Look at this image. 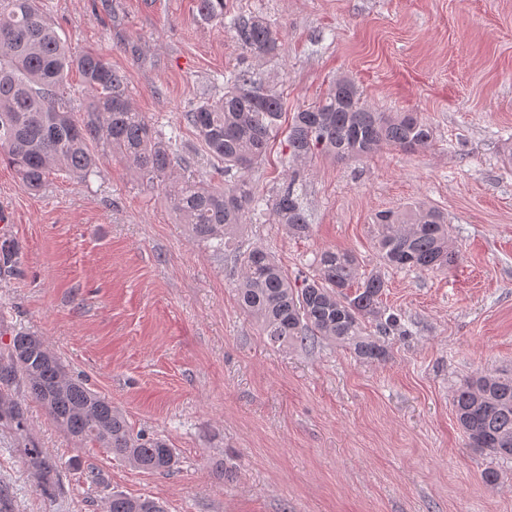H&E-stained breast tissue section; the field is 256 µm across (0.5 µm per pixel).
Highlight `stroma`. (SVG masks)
<instances>
[{"label": "stroma", "mask_w": 512, "mask_h": 512, "mask_svg": "<svg viewBox=\"0 0 512 512\" xmlns=\"http://www.w3.org/2000/svg\"><path fill=\"white\" fill-rule=\"evenodd\" d=\"M43 5L73 52L126 75L181 171L215 184L224 176L182 114L243 70L289 117L345 76L364 105L432 125L433 143L413 151L308 160L309 236L246 222L244 245L267 247L291 285L327 248L380 269L374 214L420 200L447 217L456 260L380 269L384 307L411 329L386 360L325 341L278 349L237 304L233 257L190 237L165 186L103 152L99 175L58 172L35 193L0 162L19 248L16 270L0 271V365L17 331L36 333L177 458L150 472L78 443L5 374L0 512H106L115 492L165 512H512V459L469 448L453 408L474 373L512 374V0H227L277 32L264 57L202 20L197 0ZM287 159L281 135L252 173L257 192L283 184Z\"/></svg>", "instance_id": "1"}]
</instances>
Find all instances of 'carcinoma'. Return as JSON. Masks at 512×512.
I'll return each mask as SVG.
<instances>
[{
	"label": "carcinoma",
	"instance_id": "obj_1",
	"mask_svg": "<svg viewBox=\"0 0 512 512\" xmlns=\"http://www.w3.org/2000/svg\"><path fill=\"white\" fill-rule=\"evenodd\" d=\"M206 21L224 23L225 0H199ZM229 28L241 48L257 57L274 55L279 38L259 16L238 14ZM78 72L84 105H72L69 76ZM279 94L243 71L224 94L206 98L183 113L206 153L224 165V186L214 187L178 172L171 145L131 101L126 76L95 52L75 54L47 18L39 0H0V160L22 185L40 191L55 171L87 179L98 174L103 146L137 176L169 187L181 223L213 251L237 249L246 216L268 217L297 236L312 225L299 193L296 165L316 154L343 160L367 155L382 145L405 151L429 145L432 126L416 112H377L360 102L356 84L336 80L327 96L299 112L288 128L286 186L264 198L251 172L281 130ZM376 243L383 264L395 269L440 271L455 261L445 217L424 202L376 215ZM239 305L273 346L326 340L349 348L362 360L382 361L380 337L405 336L402 316L380 306L386 288L381 274L360 272L350 250L326 249L312 262L313 274L297 288L269 252L254 245L237 256ZM375 333L366 332V322ZM8 369L54 423L79 441H89L132 466L165 472L174 450L162 439L135 434L112 402L69 376L45 341L29 332L12 339ZM454 412L469 445L512 459V376L472 375L453 399ZM107 512H163L148 497L114 494Z\"/></svg>",
	"mask_w": 512,
	"mask_h": 512
}]
</instances>
